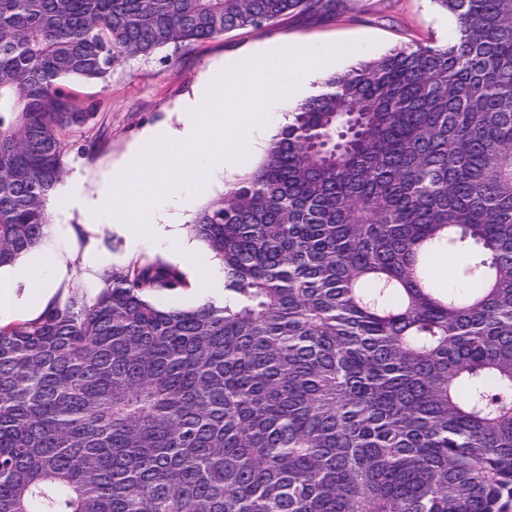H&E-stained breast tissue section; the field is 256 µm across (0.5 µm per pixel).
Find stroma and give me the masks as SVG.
<instances>
[{"instance_id": "obj_1", "label": "stroma", "mask_w": 512, "mask_h": 512, "mask_svg": "<svg viewBox=\"0 0 512 512\" xmlns=\"http://www.w3.org/2000/svg\"><path fill=\"white\" fill-rule=\"evenodd\" d=\"M455 35L454 18L435 0H339L333 14L302 11L270 25L233 30L176 51L166 48L149 58L128 60L104 86L67 81L80 108L91 117L66 137V172L81 174L85 189L95 190L128 161L130 145L145 126L175 123L176 103L190 93L210 64L235 58L249 65L250 53L257 46L329 43L338 54L333 70L342 72L399 46L445 43ZM84 223L79 211H71L63 217L49 248L61 246L70 255L91 245L111 265L129 263L121 237L105 228L78 233Z\"/></svg>"}]
</instances>
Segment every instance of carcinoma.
<instances>
[{
    "label": "carcinoma",
    "mask_w": 512,
    "mask_h": 512,
    "mask_svg": "<svg viewBox=\"0 0 512 512\" xmlns=\"http://www.w3.org/2000/svg\"><path fill=\"white\" fill-rule=\"evenodd\" d=\"M334 0H0V266L42 245L66 79ZM322 82L161 262L0 326V512H512V0ZM471 254L462 290L428 258Z\"/></svg>",
    "instance_id": "cac0c4a2"
}]
</instances>
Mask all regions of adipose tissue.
Segmentation results:
<instances>
[{
	"label": "adipose tissue",
	"mask_w": 512,
	"mask_h": 512,
	"mask_svg": "<svg viewBox=\"0 0 512 512\" xmlns=\"http://www.w3.org/2000/svg\"><path fill=\"white\" fill-rule=\"evenodd\" d=\"M332 60L330 46L304 43L289 52L262 48L245 70L236 62H224L232 81L204 73L193 94L180 101L177 126L141 135V142L156 143V150L138 153L136 165L123 167L94 191L72 176L59 184L48 209H76L91 226L118 227L131 253L171 255L194 273L210 298L223 300L224 270L184 235L181 214L227 184L237 160L259 150L301 72ZM69 275L49 250L0 267V325L21 311L38 317L53 304L59 283Z\"/></svg>",
	"instance_id": "ef3b65f1"
}]
</instances>
